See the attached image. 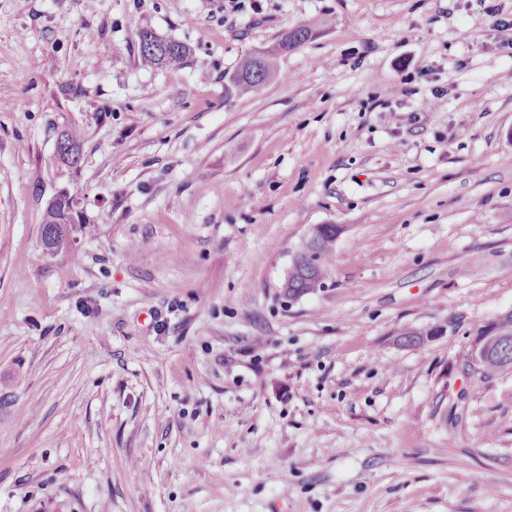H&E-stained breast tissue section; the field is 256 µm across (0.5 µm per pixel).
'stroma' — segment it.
<instances>
[{"label": "stroma", "instance_id": "35a3bbf8", "mask_svg": "<svg viewBox=\"0 0 512 512\" xmlns=\"http://www.w3.org/2000/svg\"><path fill=\"white\" fill-rule=\"evenodd\" d=\"M224 2L0 0V512H512V0ZM311 36L310 29L298 27L286 32L271 48L245 58L232 78L233 89L239 94L248 93L273 79L278 73L279 58ZM138 51L143 63L147 66L178 67L186 56V47L175 40H165L151 33H142ZM80 132L71 129L61 135L57 142V154L59 159L70 166H76L79 161ZM78 189L73 193H66L57 204L47 210L42 227L44 244L49 248L58 250L66 244L68 230L67 224H74V213L77 204ZM317 239L308 252L296 256L284 285L289 297H299L321 288L335 253L336 225L322 224ZM493 323L494 330L499 336L495 335L493 325H486L471 350L469 361L473 366L482 364L485 348L488 342L493 339V336L496 337V342H505V349H502V355L488 358L481 367L476 368L467 364V371L470 374H478L482 377H487L501 371L505 364L511 363L512 361V313L493 321Z\"/></svg>", "mask_w": 512, "mask_h": 512}]
</instances>
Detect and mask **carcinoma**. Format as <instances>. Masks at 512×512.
Listing matches in <instances>:
<instances>
[{"mask_svg": "<svg viewBox=\"0 0 512 512\" xmlns=\"http://www.w3.org/2000/svg\"><path fill=\"white\" fill-rule=\"evenodd\" d=\"M312 36L308 28L298 27L286 32L271 48L244 59L232 78L233 89L240 94L248 93L278 73L279 58L307 41ZM138 51L147 66L178 67L186 56V47L175 40H165L151 33H143L139 39ZM80 132L72 129L61 135L57 142L59 159L75 166L79 161ZM78 192L67 193L57 204L47 210L42 227L44 244L53 250L65 246L67 225L74 223ZM336 225L326 224L309 251L296 256L284 285L288 296L299 297L322 287L335 253ZM496 340L505 343L502 355L488 358L481 367H468V373L487 377L499 372L512 362V313L494 321Z\"/></svg>", "mask_w": 512, "mask_h": 512, "instance_id": "1", "label": "carcinoma"}]
</instances>
